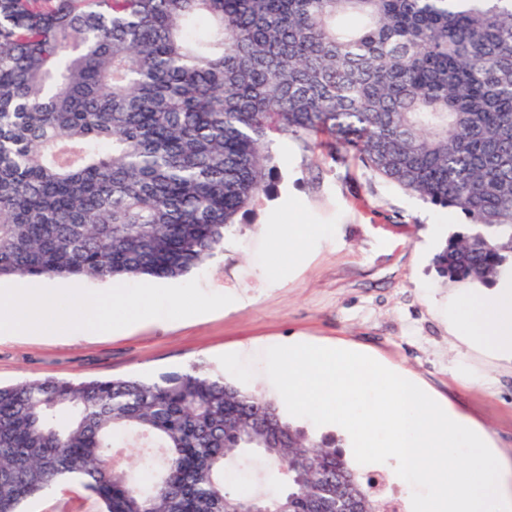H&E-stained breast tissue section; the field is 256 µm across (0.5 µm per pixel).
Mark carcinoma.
Segmentation results:
<instances>
[{
	"instance_id": "cac0c4a2",
	"label": "carcinoma",
	"mask_w": 512,
	"mask_h": 512,
	"mask_svg": "<svg viewBox=\"0 0 512 512\" xmlns=\"http://www.w3.org/2000/svg\"><path fill=\"white\" fill-rule=\"evenodd\" d=\"M284 137L463 213L448 281L512 271V0H0V279L181 278ZM125 434L152 467L113 464ZM252 459L288 482L231 491ZM60 482L103 512L385 505L335 437L200 363L0 386V512Z\"/></svg>"
}]
</instances>
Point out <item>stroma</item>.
Returning <instances> with one entry per match:
<instances>
[{
	"mask_svg": "<svg viewBox=\"0 0 512 512\" xmlns=\"http://www.w3.org/2000/svg\"><path fill=\"white\" fill-rule=\"evenodd\" d=\"M268 193L224 251L186 279L165 282L178 301L138 325L83 335H0V383L157 375L194 362L277 397L264 347L303 340L359 350L413 377L437 401L484 428L512 471V361L471 350L448 328L460 284L438 276L428 224L438 208L372 176L351 158L302 150L285 138ZM304 224L305 255L288 263V226ZM28 512H99L80 486L61 483Z\"/></svg>",
	"mask_w": 512,
	"mask_h": 512,
	"instance_id": "35a3bbf8",
	"label": "stroma"
}]
</instances>
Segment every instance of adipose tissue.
Masks as SVG:
<instances>
[{
    "mask_svg": "<svg viewBox=\"0 0 512 512\" xmlns=\"http://www.w3.org/2000/svg\"><path fill=\"white\" fill-rule=\"evenodd\" d=\"M73 301L86 315L84 330L96 335L122 329L144 320L147 298H132L118 286L85 297L73 289ZM55 288L24 291L0 290V334L57 336L63 330L66 309ZM448 324L454 336L469 348L512 358V273L501 274L492 291L470 290L448 306Z\"/></svg>",
    "mask_w": 512,
    "mask_h": 512,
    "instance_id": "adipose-tissue-1",
    "label": "adipose tissue"
}]
</instances>
